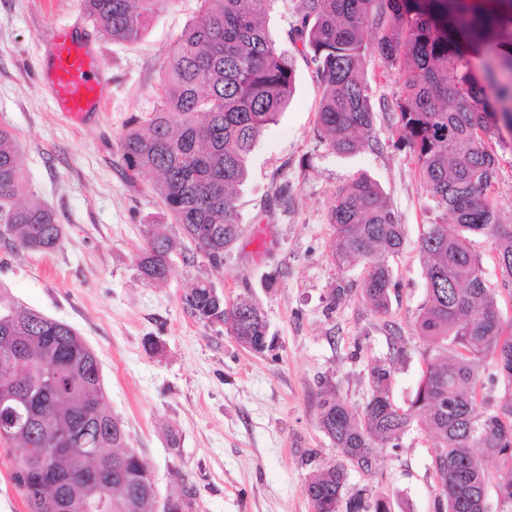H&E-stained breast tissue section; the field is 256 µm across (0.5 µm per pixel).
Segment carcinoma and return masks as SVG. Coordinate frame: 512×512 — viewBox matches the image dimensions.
I'll list each match as a JSON object with an SVG mask.
<instances>
[{
    "mask_svg": "<svg viewBox=\"0 0 512 512\" xmlns=\"http://www.w3.org/2000/svg\"><path fill=\"white\" fill-rule=\"evenodd\" d=\"M165 0H84L101 35L135 42ZM276 0H201L198 19L174 41L160 69L161 93L149 116L134 115L120 138L129 179L153 171L165 216L194 242L211 267L244 227L236 189L263 131L277 122L295 93L292 56L268 30ZM288 31L321 85L318 127L329 151L351 156L377 142L376 111L362 61L372 53L402 71L396 132L417 167L418 182L437 220L420 239L426 257L427 301L419 335L434 356L408 407L390 398V371L371 368L373 394L362 413L324 395L318 425L340 458L306 486L312 512H338L348 466L370 470L376 449L396 448L411 429L437 438L435 471L439 512H484V459L500 462L498 498L512 506V399L499 412L478 410L482 377L503 381L512 396V322L498 296L512 298V225L498 221L493 201L496 158L490 134L512 135V0L466 7L462 0H299ZM28 192L20 146L0 128V240L10 247L49 253L63 225L46 205L25 204ZM329 223L340 267L364 263L362 296L379 314L390 310L389 258L404 231L380 185L355 173L336 193ZM493 245L502 276L487 284L469 236ZM176 243L151 224L141 249L144 279L168 278ZM197 320L222 323L243 348L270 349L268 324L250 298L224 304V293L202 279L184 294ZM454 351L448 356V351ZM0 444L36 452L15 458L11 479L28 512L66 495L72 512L107 499L105 512H156L147 467L132 448L122 420L106 405L95 352L70 324L16 300L0 288ZM80 447L102 449L91 471L77 452L55 450L64 433ZM169 512H193L196 490L185 481L171 493ZM345 501V500H343ZM361 498L345 512H362Z\"/></svg>",
    "mask_w": 512,
    "mask_h": 512,
    "instance_id": "cac0c4a2",
    "label": "carcinoma"
}]
</instances>
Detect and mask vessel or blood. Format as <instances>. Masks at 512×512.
Returning <instances> with one entry per match:
<instances>
[{"mask_svg":"<svg viewBox=\"0 0 512 512\" xmlns=\"http://www.w3.org/2000/svg\"><path fill=\"white\" fill-rule=\"evenodd\" d=\"M44 74L58 111L76 123L101 110L107 91L98 56L90 44L71 30H49Z\"/></svg>","mask_w":512,"mask_h":512,"instance_id":"1","label":"vessel or blood"}]
</instances>
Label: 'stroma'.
<instances>
[{
    "mask_svg": "<svg viewBox=\"0 0 512 512\" xmlns=\"http://www.w3.org/2000/svg\"><path fill=\"white\" fill-rule=\"evenodd\" d=\"M200 7V0H166L143 38L126 43L103 38L82 0H0V126L19 140L29 199L50 206L64 228L48 254L0 242V286L73 326L97 354L106 402L152 470L158 499L183 479L196 488L193 512H311L305 487L338 457L318 427L321 397L363 410L373 393L369 370L379 362L390 371L392 400L404 408L427 367L417 334L426 301L419 239L434 215L412 159L394 145L401 71L365 57L379 143L343 157L322 142L320 87L299 55L294 99L261 135L251 179L238 192L243 236L225 251L221 271L195 256L167 221L157 174L128 181L118 142L130 116L155 108L160 67ZM52 28L82 33L111 80L103 110L81 126L57 111L43 77L42 36ZM488 145L497 158V214L512 224V138ZM356 172L380 183L405 230L390 260L395 288L385 315L361 296V266L342 270L333 259L329 214ZM151 224L177 241L174 272L163 281H145L138 269ZM189 255L194 263L184 264ZM203 278L225 303L256 302L269 322L270 351H248L224 325L184 309L183 295ZM338 284L346 293L330 302ZM172 432L179 447L168 443ZM434 455V438L413 429L400 448L379 449L371 471L349 470L343 495L383 492L392 512H439Z\"/></svg>",
    "mask_w": 512,
    "mask_h": 512,
    "instance_id": "stroma-1",
    "label": "stroma"
}]
</instances>
